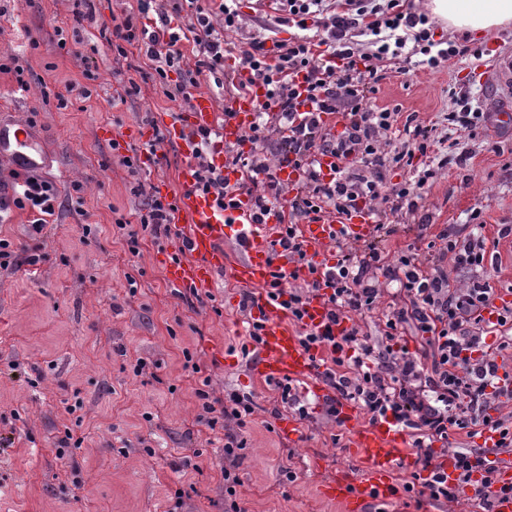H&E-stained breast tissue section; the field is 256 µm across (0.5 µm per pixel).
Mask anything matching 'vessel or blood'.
<instances>
[{
    "label": "vessel or blood",
    "instance_id": "obj_1",
    "mask_svg": "<svg viewBox=\"0 0 512 512\" xmlns=\"http://www.w3.org/2000/svg\"><path fill=\"white\" fill-rule=\"evenodd\" d=\"M264 89L233 100V118L216 125L215 103L203 91L195 93L188 119H169L165 124L169 143L175 145L183 163L179 174V192L176 216L186 224L185 237L189 259L166 264L164 274L168 283L177 288H207L214 282V274L228 269L231 280L254 294L253 315L263 325L262 340L251 363L256 378L269 384L285 381L301 384L305 391L317 397L329 395V388L317 376V360L313 351L301 343L300 331L289 325L288 310L282 301L271 300L267 288L273 265L284 267L295 279L309 278L310 268L324 269L328 249L336 238L346 237L363 241L375 232V226L366 213H358L345 221L334 215L322 214L299 225V235L312 267L294 264L288 257L275 256L271 244L279 236L283 213L274 210L265 223L254 220L253 202L247 195H237L226 205H218L212 194L203 192L196 178L197 130L219 127L220 141L212 149L211 163L223 169L229 181L238 174L224 164L225 144L241 139L252 124L257 105L265 101ZM14 161L19 170L37 168L43 157L29 129L0 125V157ZM236 235L243 256L233 265L224 263V241ZM336 416L349 436L352 453L361 457L363 466L353 473L338 470L332 480L320 483L316 493L323 501L339 506L341 512H388L401 495L397 474L413 469L414 457L408 452L403 427L391 419L363 422L355 406L340 402Z\"/></svg>",
    "mask_w": 512,
    "mask_h": 512
}]
</instances>
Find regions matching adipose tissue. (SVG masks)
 Segmentation results:
<instances>
[{"label":"adipose tissue","instance_id":"ef3b65f1","mask_svg":"<svg viewBox=\"0 0 512 512\" xmlns=\"http://www.w3.org/2000/svg\"><path fill=\"white\" fill-rule=\"evenodd\" d=\"M426 7L463 38L512 25V0H427Z\"/></svg>","mask_w":512,"mask_h":512}]
</instances>
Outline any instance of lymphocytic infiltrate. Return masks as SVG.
<instances>
[{
	"label": "lymphocytic infiltrate",
	"instance_id": "f902f5d3",
	"mask_svg": "<svg viewBox=\"0 0 512 512\" xmlns=\"http://www.w3.org/2000/svg\"><path fill=\"white\" fill-rule=\"evenodd\" d=\"M345 4V10L328 17L326 36L291 38L280 44L273 58L263 37L252 38L242 46L225 41V32L240 26L234 10L221 7L215 18L197 8L195 0H138L137 10L114 24L106 38L121 58L127 57L129 47H136L159 79H167L171 69L183 71L185 82L168 93L173 100L189 99L192 88L198 85V76L204 72L212 77L215 88L231 97L247 94L256 85L265 88L268 101L260 105L257 119L249 128L252 152H226L227 166L242 172V180L228 182L223 170L207 160L213 132L202 129L197 133V182L200 189L220 202L235 193L248 195L257 216H265L279 204L283 188L261 147L271 128L287 126L288 139L279 161L300 171L304 189L289 202L290 221L283 225L277 244L306 266L311 260L299 237V222L325 211L342 220L356 212L360 204L377 200L390 203L392 211L416 213L425 206L422 187L449 165L448 158L442 157L435 166L417 173L413 184L384 182L381 171L387 161L425 155L435 147L428 126L410 119L402 122L397 112L367 106L376 86L401 71L407 40L429 41V18L404 8L400 0H388L384 7L377 0H345ZM151 11L157 15V23L149 29L140 24L139 18ZM355 30L379 36L374 53L356 56L349 37ZM186 31L191 33L195 48L190 62L179 47ZM233 56L248 69L247 78L238 79L225 72L224 62ZM303 97L312 102L313 111H299ZM335 112L342 115L345 128L333 140L322 135L321 124L323 114ZM392 131L403 136L404 150L390 157L380 147L377 135ZM328 151L341 163L334 176L327 179L321 176L315 158ZM57 197L58 190L51 181L29 172L13 204L35 211L32 229L39 234L47 216L55 212ZM175 211L174 203L151 197L133 218L117 220V232L130 253H138L140 232L156 239L169 236ZM336 252L335 264L323 277L300 287L290 286V277L283 268H274L269 297L285 298L291 319L299 324L311 296L322 293L327 305L325 327L305 331L301 341L308 349L324 351L320 360L324 382L340 396L354 400L372 418L389 416L409 429L412 451L427 473L422 488L430 497L453 500L468 489L481 501L484 512H496L498 494L493 489V471L486 466L487 449L455 452L453 470L447 473L434 462V444L448 440L450 431L480 426L498 433V447H512V427L489 414L491 405L503 396L498 358L502 351L512 349V309L497 312L496 333L488 343L474 327L480 311L490 301V287L482 280H473L463 288L451 287L446 276L417 254L386 262L375 240L363 244L340 240ZM380 266L401 284L409 300L407 306L388 314L386 338H394L401 324L415 320L435 345L432 368H425L405 352L390 349L377 354L357 329L344 328V321L351 315L363 316L374 309L378 290L367 273ZM196 394L209 415V429H216L225 417L235 419L236 431L224 434V454L235 456L245 446L244 433L254 413L250 398L231 392L219 400L202 388Z\"/></svg>",
	"mask_w": 512,
	"mask_h": 512
}]
</instances>
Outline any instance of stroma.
I'll use <instances>...</instances> for the list:
<instances>
[{
	"label": "stroma",
	"mask_w": 512,
	"mask_h": 512,
	"mask_svg": "<svg viewBox=\"0 0 512 512\" xmlns=\"http://www.w3.org/2000/svg\"><path fill=\"white\" fill-rule=\"evenodd\" d=\"M136 0H94L95 21H76L71 0H0V61L23 66L27 91L13 73L0 72V120L31 124L40 136L45 162L40 175L58 187L55 213L42 232L37 265L0 269V512H226L224 433L210 431L195 394L201 377L215 396L235 391L254 407L237 462L241 483L237 500L247 512H338L315 494L338 468H360L361 459L345 446V432L314 403L300 421L299 437L288 439L274 426L288 415L277 386L255 380L251 359L243 355L245 315L242 288L218 273L210 290L190 293L171 287L163 268L181 244L184 224L170 237L139 235V252L130 254L114 228L117 214L141 208L146 195L174 201L180 156L162 144L158 161L147 146L151 127L162 115L180 117L190 104L168 99L155 76L142 67L136 49L116 61L99 34L102 25L122 20ZM242 27L228 33L239 42L276 24L275 40L297 35L265 11L259 0H234ZM77 30V53L56 45L54 29ZM39 47H32L31 39ZM468 56L449 61L438 73H395L379 85L372 108H393L430 125L442 121L459 99L486 115L482 126L458 130L465 159L426 185L427 201L415 215L388 214L395 232L383 237L385 254L410 251L436 255L440 232L464 241L482 236L485 259L471 271L440 260L452 285L462 287L479 275L492 289L494 308L512 307V127H498L493 114L512 112V88L490 79L497 60L512 56V30L467 41ZM94 80H87L85 70ZM136 83L137 95L113 102L112 90ZM91 97H83L84 89ZM68 91L67 105L55 95ZM503 153L492 151V144ZM137 149L136 171L122 156ZM13 164L0 158V202L8 206L0 238L23 249L31 238L34 215L11 204ZM81 191H73V183ZM379 291L373 314L352 325L372 343L406 347L431 355L432 344L416 323L399 327L394 340L384 336L385 316L405 295L382 270L368 272ZM143 359L142 375L132 366ZM200 373H193V366ZM80 404L79 414L67 411ZM79 427L82 445L65 431ZM294 472L288 481L286 472ZM83 486L81 501L71 496ZM469 493L453 501L402 493L396 512H478Z\"/></svg>",
	"instance_id": "35a3bbf8"
}]
</instances>
